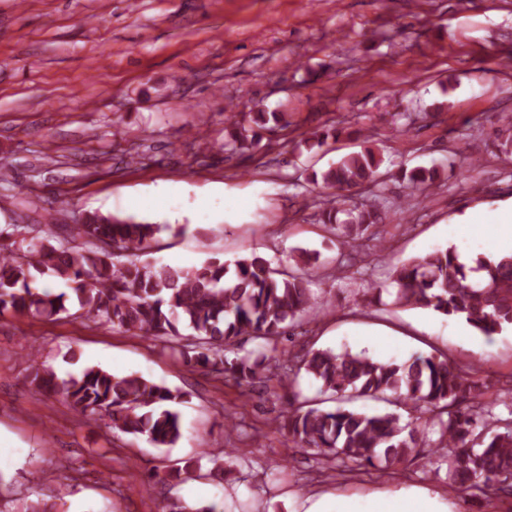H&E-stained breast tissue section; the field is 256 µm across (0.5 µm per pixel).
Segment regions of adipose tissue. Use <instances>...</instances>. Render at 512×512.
Returning <instances> with one entry per match:
<instances>
[{
    "label": "adipose tissue",
    "instance_id": "adipose-tissue-1",
    "mask_svg": "<svg viewBox=\"0 0 512 512\" xmlns=\"http://www.w3.org/2000/svg\"><path fill=\"white\" fill-rule=\"evenodd\" d=\"M492 224L480 248L459 252V262L474 266L482 251L512 253V213L495 215ZM293 503L292 512H455L452 499L428 486L351 494L325 491L294 498Z\"/></svg>",
    "mask_w": 512,
    "mask_h": 512
}]
</instances>
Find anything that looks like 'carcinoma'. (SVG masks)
I'll return each mask as SVG.
<instances>
[{
	"label": "carcinoma",
	"instance_id": "cac0c4a2",
	"mask_svg": "<svg viewBox=\"0 0 512 512\" xmlns=\"http://www.w3.org/2000/svg\"><path fill=\"white\" fill-rule=\"evenodd\" d=\"M252 122L224 126V154L248 153L260 144L262 132L290 126L285 112H257ZM380 166L373 149L365 147L312 174L311 182L322 189L320 219L349 250L336 257L338 273L353 267L350 254L368 241L377 242L379 257L391 258L379 223L393 203L380 190L364 203L352 197L361 188L381 185ZM403 179L412 193L428 195L439 172L416 168ZM64 228L66 236L55 244L30 235L27 225L0 228V315L53 320L76 308L80 317L101 326L176 340L184 363L245 390L272 380L291 389L303 374L341 401L383 399L405 410L410 422L400 424L394 412L323 409L299 401L272 424L293 447L315 451L324 473L339 475L350 462L389 473L415 449L425 448L424 473L437 478L446 469L449 491L472 498L512 495V422L496 414L503 405L512 416V383L496 391L483 366L446 355L401 361L347 349L278 350L281 336L310 316L314 306H326L313 301L310 288L308 267L317 255L303 252L283 269L255 254L210 258L183 269L138 259L161 231L158 224L90 213ZM117 250L126 261L114 262ZM391 283L400 307L463 320L488 339L512 328L511 253L480 256L468 268L458 262L456 249H436L393 266ZM245 337L254 348L237 347ZM229 352L234 357H227ZM26 357L35 392L58 397L84 416L104 414L112 429L144 436L156 447H171L181 437V417L173 405L182 393L95 367L62 377L40 361L39 351L32 349ZM432 433L438 434L433 444ZM203 477L235 480L234 471L216 460Z\"/></svg>",
	"mask_w": 512,
	"mask_h": 512
}]
</instances>
